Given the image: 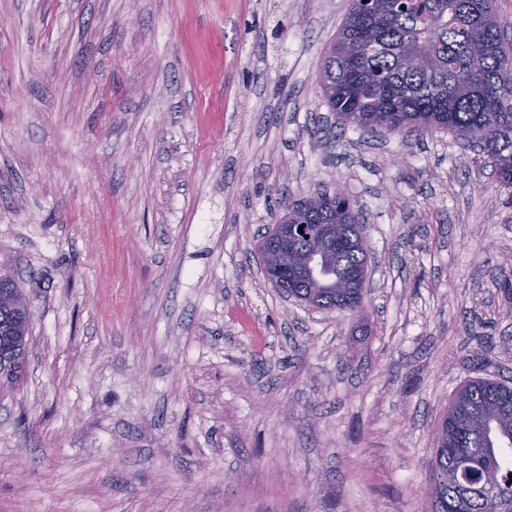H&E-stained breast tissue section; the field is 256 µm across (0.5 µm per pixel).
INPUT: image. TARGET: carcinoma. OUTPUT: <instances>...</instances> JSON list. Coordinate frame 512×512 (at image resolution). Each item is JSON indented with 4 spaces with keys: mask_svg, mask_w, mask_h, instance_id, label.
Returning a JSON list of instances; mask_svg holds the SVG:
<instances>
[{
    "mask_svg": "<svg viewBox=\"0 0 512 512\" xmlns=\"http://www.w3.org/2000/svg\"><path fill=\"white\" fill-rule=\"evenodd\" d=\"M319 82L340 131L349 127L443 129L492 160L512 185V43L493 0H377L350 8L323 59ZM316 207L285 206L281 224H338L336 248L319 269L286 279L294 299L318 290L320 309L355 314L357 292L340 288L367 265L364 226L348 200L318 195ZM0 389L12 390L26 363L31 317L14 277L0 271ZM432 512H512V386L466 381L437 430Z\"/></svg>",
    "mask_w": 512,
    "mask_h": 512,
    "instance_id": "obj_1",
    "label": "carcinoma"
}]
</instances>
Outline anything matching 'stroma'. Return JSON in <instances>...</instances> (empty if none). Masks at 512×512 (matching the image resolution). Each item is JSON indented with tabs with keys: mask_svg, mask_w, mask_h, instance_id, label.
Here are the masks:
<instances>
[{
	"mask_svg": "<svg viewBox=\"0 0 512 512\" xmlns=\"http://www.w3.org/2000/svg\"><path fill=\"white\" fill-rule=\"evenodd\" d=\"M350 0H0V263L31 313L0 512H432L456 389L512 380V185L448 132L335 126ZM343 186L368 294L256 238Z\"/></svg>",
	"mask_w": 512,
	"mask_h": 512,
	"instance_id": "1",
	"label": "stroma"
}]
</instances>
